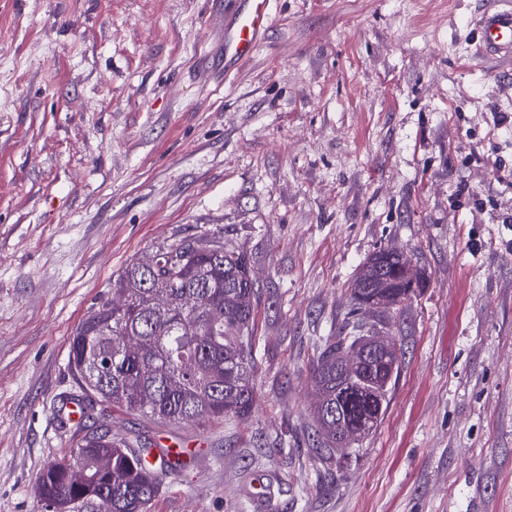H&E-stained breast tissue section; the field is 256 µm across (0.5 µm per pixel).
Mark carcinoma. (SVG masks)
Listing matches in <instances>:
<instances>
[{"label": "carcinoma", "instance_id": "cac0c4a2", "mask_svg": "<svg viewBox=\"0 0 512 512\" xmlns=\"http://www.w3.org/2000/svg\"><path fill=\"white\" fill-rule=\"evenodd\" d=\"M149 274L132 262L80 325L70 363L85 391L127 414L171 425L244 417L257 398L251 334L257 277L245 255L215 235L156 252ZM423 278L410 281L386 248L368 256L350 285L355 311L374 301L401 310ZM404 352L374 336H330L309 363L317 401L313 451L328 459L364 440L383 418ZM87 476L79 485L51 467L36 495L54 512H148L159 472L185 466L183 448L162 449L160 468L141 437L96 430L79 440Z\"/></svg>", "mask_w": 512, "mask_h": 512}]
</instances>
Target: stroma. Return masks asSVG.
<instances>
[{
	"mask_svg": "<svg viewBox=\"0 0 512 512\" xmlns=\"http://www.w3.org/2000/svg\"><path fill=\"white\" fill-rule=\"evenodd\" d=\"M489 0H277L231 80L218 0H0V512L86 431L187 449L149 512H512V59ZM215 233L259 281V397L184 427L95 405L69 364L131 261ZM425 278L367 318L404 357L376 430L314 459L309 362L360 264ZM499 2L485 8L477 32L479 52L490 58L512 56V7Z\"/></svg>",
	"mask_w": 512,
	"mask_h": 512,
	"instance_id": "obj_1",
	"label": "stroma"
}]
</instances>
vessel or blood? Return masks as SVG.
Wrapping results in <instances>:
<instances>
[{"label":"vessel or blood","mask_w":512,"mask_h":512,"mask_svg":"<svg viewBox=\"0 0 512 512\" xmlns=\"http://www.w3.org/2000/svg\"><path fill=\"white\" fill-rule=\"evenodd\" d=\"M275 0H224V24L218 35L224 77L234 76L264 40ZM478 49L490 58L512 56V7L497 0L480 16Z\"/></svg>","instance_id":"vessel-or-blood-1"}]
</instances>
